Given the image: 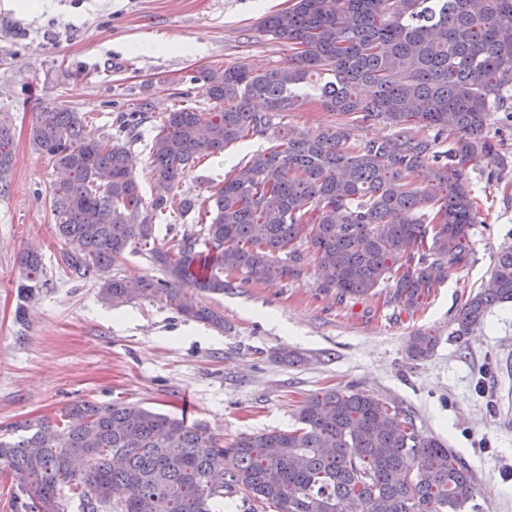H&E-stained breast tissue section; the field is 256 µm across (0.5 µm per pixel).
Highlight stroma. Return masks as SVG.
I'll return each mask as SVG.
<instances>
[{
    "instance_id": "1",
    "label": "stroma",
    "mask_w": 512,
    "mask_h": 512,
    "mask_svg": "<svg viewBox=\"0 0 512 512\" xmlns=\"http://www.w3.org/2000/svg\"><path fill=\"white\" fill-rule=\"evenodd\" d=\"M34 13L0 0V117L11 123L13 169L0 194V438L13 423L52 417L80 400L140 404L204 421L232 444L240 436L288 430L308 395L356 389L407 410L474 472L483 512H512V305L495 307L481 329L454 339V318L484 287L495 256L512 247V169L485 163L467 177L480 204L469 265L452 272L415 314H395L375 297L338 300L319 289L315 265L300 280L247 282L224 276L205 294L224 326L187 320L164 302L104 304L98 286L68 278L57 264L49 196L59 174L35 150L38 107L64 104L88 130L118 132L123 114L152 101L131 145L144 194L154 185L148 148L162 112L205 105L191 78L202 67L283 65L288 48L262 31L289 0H41ZM249 138L206 156L181 183L217 191L242 159L263 147ZM36 248L43 284L25 294L21 256ZM436 335L431 357L409 360L416 331ZM297 350L306 362L276 363Z\"/></svg>"
}]
</instances>
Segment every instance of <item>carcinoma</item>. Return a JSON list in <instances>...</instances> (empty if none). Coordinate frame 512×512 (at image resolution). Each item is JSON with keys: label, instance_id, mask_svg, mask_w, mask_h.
<instances>
[{"label": "carcinoma", "instance_id": "1", "mask_svg": "<svg viewBox=\"0 0 512 512\" xmlns=\"http://www.w3.org/2000/svg\"><path fill=\"white\" fill-rule=\"evenodd\" d=\"M290 51L267 70L200 68L208 107L162 113L149 149L155 193L146 198L130 147L86 130L79 112L39 108L31 140L64 174L51 207L70 248L61 264L98 283L118 308L158 298L181 316L224 328L200 301L224 293V273L257 281L299 280L309 246L339 300L385 289V303L415 313L448 273L467 266L477 202L466 168L501 172L509 156L489 133L491 112L512 107V0H291L261 23ZM322 107L340 122L315 131L281 122L301 106L314 75ZM266 104L255 110L254 102ZM382 120L387 138L350 143L348 126ZM437 129L415 137L413 121ZM248 136L268 147L238 163L215 193H179L204 154ZM9 126L0 120V192L13 167ZM427 164L431 178L415 177ZM205 211L172 247L150 246L155 220L171 208ZM138 243L161 278L125 280L112 263ZM21 264L27 293L41 287L35 251ZM512 303V249L499 254L488 284L458 311L451 335L481 327ZM437 338L409 337V359L429 358ZM298 426L244 434L230 446L203 422L150 408L81 401L65 419L25 420L15 441L0 439V473L13 479L18 512H217L240 497L247 512H477L479 485L443 442L421 432L398 406L355 390L308 396Z\"/></svg>", "mask_w": 512, "mask_h": 512}]
</instances>
